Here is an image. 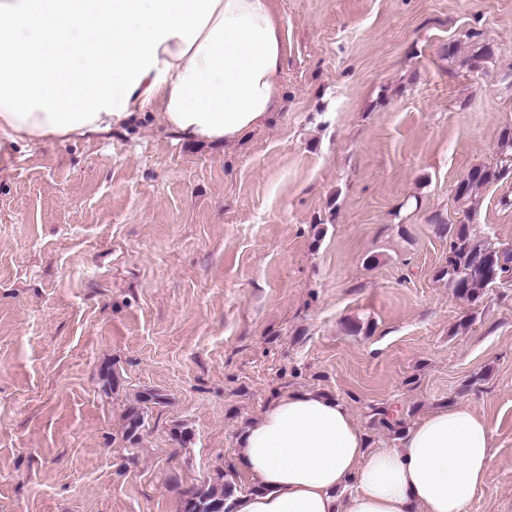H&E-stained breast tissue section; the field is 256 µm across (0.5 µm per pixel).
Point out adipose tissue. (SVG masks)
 Masks as SVG:
<instances>
[{
    "label": "adipose tissue",
    "instance_id": "obj_1",
    "mask_svg": "<svg viewBox=\"0 0 512 512\" xmlns=\"http://www.w3.org/2000/svg\"><path fill=\"white\" fill-rule=\"evenodd\" d=\"M283 54L272 0H0V169L149 110L178 138L235 142L271 119ZM492 459L489 425L464 404L371 451L342 403L288 393L240 438L257 488L233 512H469Z\"/></svg>",
    "mask_w": 512,
    "mask_h": 512
}]
</instances>
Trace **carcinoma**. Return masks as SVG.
I'll return each mask as SVG.
<instances>
[{
    "label": "carcinoma",
    "mask_w": 512,
    "mask_h": 512,
    "mask_svg": "<svg viewBox=\"0 0 512 512\" xmlns=\"http://www.w3.org/2000/svg\"><path fill=\"white\" fill-rule=\"evenodd\" d=\"M512 174L508 167L476 165L456 183L454 201L473 211L479 190L488 184L500 181ZM440 233L448 237L446 264L436 271V278L448 282V287L459 299L476 305L487 288L512 275V246L482 240L473 233L468 224H442ZM163 396L156 391L137 394L136 404L125 413L124 441L138 444L144 425V409L149 404H160ZM236 488L224 481V471H216L209 481L178 489L181 512H232V498Z\"/></svg>",
    "instance_id": "obj_1"
}]
</instances>
